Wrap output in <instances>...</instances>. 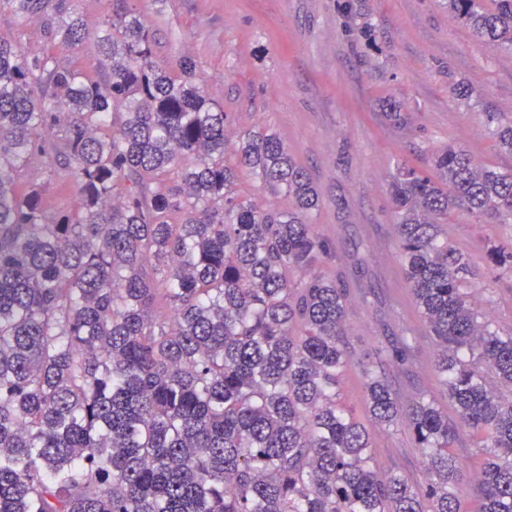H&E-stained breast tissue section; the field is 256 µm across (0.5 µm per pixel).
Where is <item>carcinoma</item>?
Here are the masks:
<instances>
[{
    "label": "carcinoma",
    "instance_id": "obj_1",
    "mask_svg": "<svg viewBox=\"0 0 512 512\" xmlns=\"http://www.w3.org/2000/svg\"><path fill=\"white\" fill-rule=\"evenodd\" d=\"M7 2L46 47L0 36V512H461L462 428L486 455L478 512H512V336L471 303L469 258L441 238L456 207L512 224V172L450 148L433 173L401 164L390 182L404 279L456 412L385 380L409 337L363 365L374 422L406 427L427 460L414 485L380 471L338 401L348 288L314 273L331 248L307 169L273 134L229 149L195 60L156 63L128 0H108L101 78L57 56L87 38L71 0ZM492 2L448 13L512 55V0ZM486 117L512 155V118ZM37 158L76 208L48 214L27 180ZM242 170L291 208L240 200ZM487 257L512 273V251Z\"/></svg>",
    "mask_w": 512,
    "mask_h": 512
}]
</instances>
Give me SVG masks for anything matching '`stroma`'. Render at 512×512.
I'll return each mask as SVG.
<instances>
[{"mask_svg": "<svg viewBox=\"0 0 512 512\" xmlns=\"http://www.w3.org/2000/svg\"><path fill=\"white\" fill-rule=\"evenodd\" d=\"M155 36L156 61L190 56L208 94L230 113L229 134H275L306 167L320 196L311 215L335 256L319 275L348 285L345 347L351 364L341 404L370 431L380 469L420 485L426 460L411 432L372 420L360 369L375 348L400 332L415 334L412 358L387 364L399 399L425 397L447 406L436 348L405 282L384 270L378 241L394 245L388 184L400 164L431 171L442 151L459 147L475 163L512 170L486 128L487 113L512 117V56L479 41L452 19L448 0H130ZM91 34L76 51L89 74L100 70L93 37L106 0H72ZM0 34L34 52L42 27L0 5ZM455 84L476 94L461 98ZM442 235L469 256L472 300L512 334V276L487 259V247L512 251V226L456 209Z\"/></svg>", "mask_w": 512, "mask_h": 512, "instance_id": "35a3bbf8", "label": "stroma"}]
</instances>
